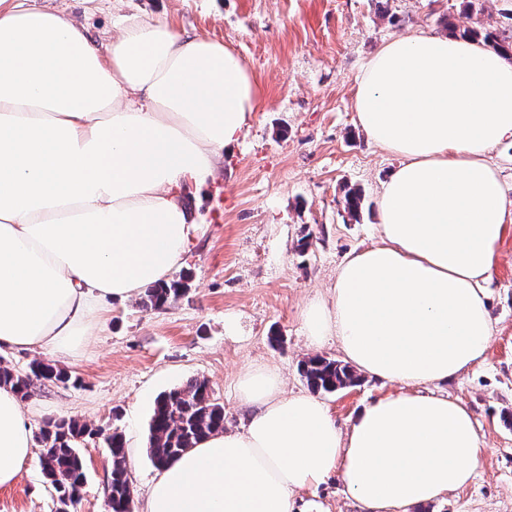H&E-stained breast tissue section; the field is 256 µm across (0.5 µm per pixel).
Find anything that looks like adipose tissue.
<instances>
[{
    "label": "adipose tissue",
    "instance_id": "obj_1",
    "mask_svg": "<svg viewBox=\"0 0 512 512\" xmlns=\"http://www.w3.org/2000/svg\"><path fill=\"white\" fill-rule=\"evenodd\" d=\"M261 104L223 42L165 16L123 18L106 48L63 11L0 0V351L77 355L112 301L165 280L200 233L180 191L206 186ZM360 127L398 166L380 244L301 312L357 370L407 385L341 428L276 371L238 383L242 429L160 468L144 512H292L332 472L363 512H407L471 482L484 443L470 409L411 393L482 362L484 283L512 223L491 152L512 140V62L483 42L415 30L358 80ZM32 413L0 386V487L32 461Z\"/></svg>",
    "mask_w": 512,
    "mask_h": 512
}]
</instances>
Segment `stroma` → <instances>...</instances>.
<instances>
[{
  "label": "stroma",
  "instance_id": "stroma-1",
  "mask_svg": "<svg viewBox=\"0 0 512 512\" xmlns=\"http://www.w3.org/2000/svg\"><path fill=\"white\" fill-rule=\"evenodd\" d=\"M66 10L98 43L121 16L165 14L179 25L223 41L255 76L262 103L233 157L203 192L181 195L203 233L172 277L190 287L160 310L138 299L113 302L105 331L79 356L51 364L79 386L46 382L33 397L43 428L73 418L97 429L80 443L86 481L78 512H108L111 457L105 435L121 432L134 512H144L156 468L148 457L155 399L188 379L207 380L224 425L240 427L247 409L238 381L246 369L278 370L286 392L308 386L301 365L312 355L342 359L335 341L309 348L301 311L328 298L339 264L380 241L378 191L395 156L373 144L356 121L354 100L364 64L381 44L410 29L440 31L450 14L472 21L462 0H124L120 13L101 0H35ZM397 23H390V16ZM364 196L359 217L343 205L347 189ZM307 249H299L300 239ZM493 332L483 362L425 393L462 400L472 411L485 451L468 486L409 512H512V224L490 271ZM402 385L367 375L358 385L322 394L340 427L369 402ZM15 482L0 488V512H55L41 469L42 447ZM293 512H362L338 474L297 492Z\"/></svg>",
  "mask_w": 512,
  "mask_h": 512
}]
</instances>
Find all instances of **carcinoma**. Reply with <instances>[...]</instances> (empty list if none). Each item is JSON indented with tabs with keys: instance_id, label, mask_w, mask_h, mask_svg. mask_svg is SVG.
<instances>
[{
	"instance_id": "carcinoma-1",
	"label": "carcinoma",
	"mask_w": 512,
	"mask_h": 512,
	"mask_svg": "<svg viewBox=\"0 0 512 512\" xmlns=\"http://www.w3.org/2000/svg\"><path fill=\"white\" fill-rule=\"evenodd\" d=\"M504 21L496 26L458 28L446 15L442 17L448 32L481 39L491 47L512 54V10L502 12ZM189 288V280L182 277L165 281L145 289L140 304L146 309L159 310L175 302ZM301 371L308 386L315 393H333L358 381L353 369L333 359L312 357L302 363ZM70 377L44 363H35L30 373L17 375L6 366H0V385L14 387L20 398L31 396L35 385L43 381L67 382ZM224 430V408L213 402L208 382L191 379L157 397L149 424L148 454L157 468L186 452L203 436ZM98 432L75 420H59L48 424L36 436L40 445L51 455L53 466L43 469L57 498H66L74 504L80 501L84 468L77 445ZM112 458L109 484L110 512H130L133 498L126 467V442L115 431L106 438Z\"/></svg>"
}]
</instances>
